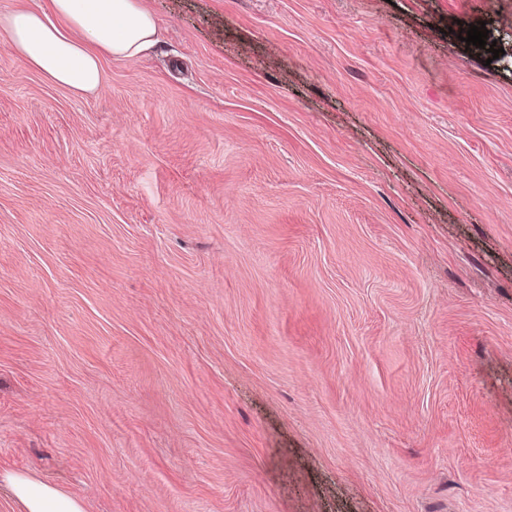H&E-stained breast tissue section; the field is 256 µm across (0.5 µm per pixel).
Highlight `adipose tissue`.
I'll return each instance as SVG.
<instances>
[{"label": "adipose tissue", "instance_id": "obj_1", "mask_svg": "<svg viewBox=\"0 0 512 512\" xmlns=\"http://www.w3.org/2000/svg\"><path fill=\"white\" fill-rule=\"evenodd\" d=\"M11 47L52 83L77 93L102 84V61L134 58L158 41V25L144 0H49L45 12L0 13ZM21 512H84L82 503L26 474L6 473Z\"/></svg>", "mask_w": 512, "mask_h": 512}]
</instances>
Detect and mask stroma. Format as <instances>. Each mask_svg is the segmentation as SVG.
I'll return each instance as SVG.
<instances>
[{"label": "stroma", "mask_w": 512, "mask_h": 512, "mask_svg": "<svg viewBox=\"0 0 512 512\" xmlns=\"http://www.w3.org/2000/svg\"><path fill=\"white\" fill-rule=\"evenodd\" d=\"M146 5L90 94L0 30V474L512 512V0Z\"/></svg>", "instance_id": "35a3bbf8"}]
</instances>
